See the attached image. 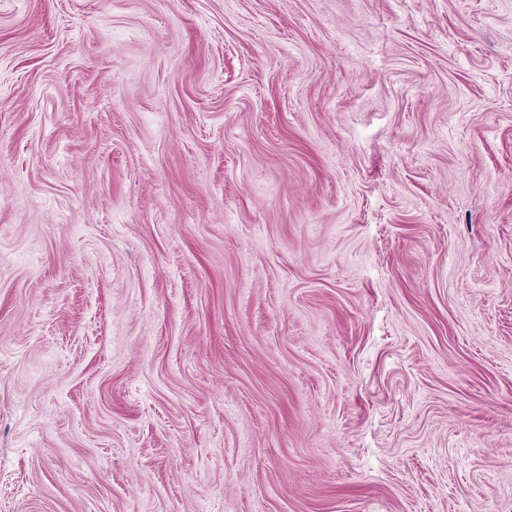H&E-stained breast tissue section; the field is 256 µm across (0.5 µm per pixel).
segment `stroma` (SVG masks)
<instances>
[{
  "label": "stroma",
  "mask_w": 512,
  "mask_h": 512,
  "mask_svg": "<svg viewBox=\"0 0 512 512\" xmlns=\"http://www.w3.org/2000/svg\"><path fill=\"white\" fill-rule=\"evenodd\" d=\"M0 512H512V0H0Z\"/></svg>",
  "instance_id": "stroma-1"
}]
</instances>
